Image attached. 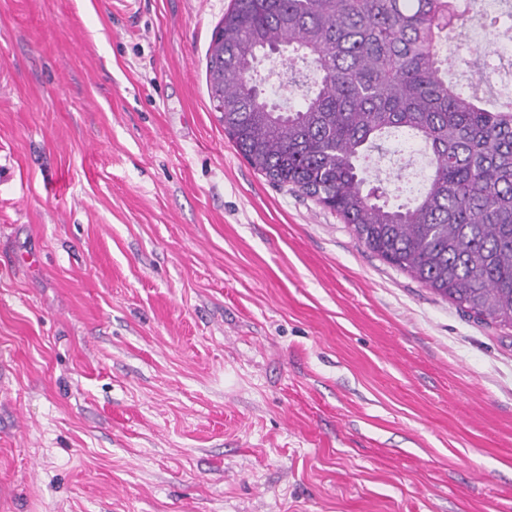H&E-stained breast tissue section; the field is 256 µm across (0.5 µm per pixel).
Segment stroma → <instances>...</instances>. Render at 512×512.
<instances>
[{"mask_svg": "<svg viewBox=\"0 0 512 512\" xmlns=\"http://www.w3.org/2000/svg\"><path fill=\"white\" fill-rule=\"evenodd\" d=\"M232 0H0V512H512V329L273 186Z\"/></svg>", "mask_w": 512, "mask_h": 512, "instance_id": "obj_1", "label": "stroma"}]
</instances>
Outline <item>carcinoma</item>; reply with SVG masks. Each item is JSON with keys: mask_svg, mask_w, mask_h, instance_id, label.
<instances>
[{"mask_svg": "<svg viewBox=\"0 0 512 512\" xmlns=\"http://www.w3.org/2000/svg\"><path fill=\"white\" fill-rule=\"evenodd\" d=\"M479 0H234L214 29L207 82L237 151L313 198L396 269L480 320L512 328V100L488 108L448 80ZM318 71L303 103L269 102L268 51ZM405 131L431 174L412 201L366 188L360 159Z\"/></svg>", "mask_w": 512, "mask_h": 512, "instance_id": "obj_1", "label": "carcinoma"}]
</instances>
